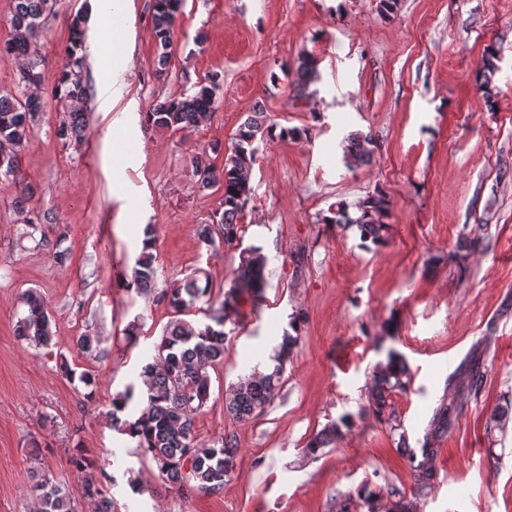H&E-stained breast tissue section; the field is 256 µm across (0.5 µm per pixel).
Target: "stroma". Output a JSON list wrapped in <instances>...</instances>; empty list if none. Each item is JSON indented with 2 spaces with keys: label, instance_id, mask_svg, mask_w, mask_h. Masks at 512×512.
I'll use <instances>...</instances> for the list:
<instances>
[{
  "label": "stroma",
  "instance_id": "35a3bbf8",
  "mask_svg": "<svg viewBox=\"0 0 512 512\" xmlns=\"http://www.w3.org/2000/svg\"><path fill=\"white\" fill-rule=\"evenodd\" d=\"M153 5L127 0L112 19L113 31L134 33L123 99L135 114L101 112L112 59L86 57V137L69 146L56 130L73 105L53 88L73 17L92 20L98 2L53 0L42 18L43 108L19 154L31 194L19 198L0 176V512H33L30 477L42 470L67 484L77 512H94L68 465L76 447L114 457L113 512H390L388 489H413L401 439L436 449L420 512H512V179L499 178L512 167V0H399L387 16L378 0H184L163 76ZM489 44L499 59L485 88L477 73ZM304 56L317 61L318 79L302 93ZM214 74L221 89L206 123L144 127L157 101ZM256 108L296 134L260 143L242 241L205 245L196 227L221 211L224 189L202 187L192 158L217 142L223 151L211 161L223 166ZM354 130L372 135L375 152L351 169L342 141ZM376 192L391 202L385 245L325 223L338 205L356 211ZM148 224L158 280L138 295L118 280L130 275ZM44 236L65 262L41 246ZM251 247L266 258L263 297L242 303L195 417L203 446L236 437L235 470L221 492L182 495L136 457L107 412L173 318L162 289L198 271L229 287ZM455 251L464 265L449 261ZM32 291L53 318L46 347L17 335ZM291 331L298 342L284 385L260 415L235 420L227 394L273 367ZM85 335L98 337L99 352L78 348ZM390 349L410 368L406 390L387 398L392 427L371 409L372 372ZM85 371L93 385L79 380ZM443 403L451 424L434 436ZM343 419L332 445L307 454L315 434ZM370 493L379 497L373 511Z\"/></svg>",
  "mask_w": 512,
  "mask_h": 512
}]
</instances>
